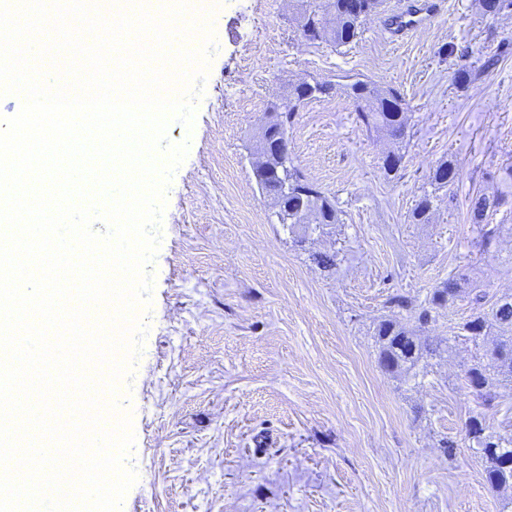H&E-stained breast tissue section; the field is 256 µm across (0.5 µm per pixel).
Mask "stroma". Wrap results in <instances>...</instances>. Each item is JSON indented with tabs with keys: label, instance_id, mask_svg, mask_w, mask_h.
Instances as JSON below:
<instances>
[{
	"label": "stroma",
	"instance_id": "1",
	"mask_svg": "<svg viewBox=\"0 0 512 512\" xmlns=\"http://www.w3.org/2000/svg\"><path fill=\"white\" fill-rule=\"evenodd\" d=\"M383 0L352 43L305 42L291 0H196L215 7L214 56L193 128L167 190L175 218L150 270L151 305L136 361L145 377L126 394L135 484L121 512H512V488L494 489L463 430L481 415L512 436V386L481 405L464 369L486 349L460 335L472 296L425 325L400 319L440 346L417 376L378 362L374 327L401 294L424 303L467 273L493 303L512 293V233L477 254L473 198L505 192L490 224L512 225V13L484 14L479 0H440L432 22L391 37ZM495 64L467 87L464 64ZM361 79L398 89L409 104L402 142L368 132L343 93L307 101L288 129L303 174L333 199L338 224L302 229L271 219L249 146L270 103L302 80ZM400 149L393 177L384 155ZM453 160L454 185L432 172ZM433 195L430 223H413ZM307 234L305 247L293 243ZM338 254V271L315 263ZM454 450H447L446 441Z\"/></svg>",
	"mask_w": 512,
	"mask_h": 512
}]
</instances>
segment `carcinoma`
I'll use <instances>...</instances> for the list:
<instances>
[{"label":"carcinoma","mask_w":512,"mask_h":512,"mask_svg":"<svg viewBox=\"0 0 512 512\" xmlns=\"http://www.w3.org/2000/svg\"><path fill=\"white\" fill-rule=\"evenodd\" d=\"M369 2L371 0H321L316 8L309 10L306 8V0H297L299 30L303 32L310 29L318 33L317 39L322 43L336 47L347 45L360 34L368 16L364 6ZM338 89L352 99L358 118L367 129L395 140L405 137L409 105L401 93L392 87L381 88L362 80L339 86L319 81L289 86L288 97L282 107L275 110L263 136L288 137V126L292 124L295 112L302 104L329 96ZM253 175L259 188L268 194H280L283 188H288L287 193L281 194L277 223H300L299 211L302 209L310 212L311 224L340 223L339 210L334 201L306 179L293 159H288V166L277 175L260 169L255 170ZM457 178L455 163L447 159L437 164L432 181L442 188L454 184ZM503 200L502 196L494 200L479 196L472 201L471 220L480 225L476 247L482 253L491 252L500 234L499 225L484 223L486 212L499 206ZM432 207L431 197L423 196L411 213L412 222L428 223ZM464 282H468V278L462 275L434 289L425 304L416 309L417 321L425 324L432 318V312L448 307L456 299ZM484 298L485 294L481 292L475 294L472 299L473 312L465 324L475 331L484 329L490 335L499 337V343L489 358L480 357L470 364L464 370V378L468 383L476 381L486 385L477 399L481 404L490 406L498 398L499 384L512 382V294L497 298L487 311L482 308ZM374 336L378 344L379 360L390 361L392 372L397 374L412 371L424 358L437 352V349L421 340L416 329L402 323L397 317L381 320L375 328ZM468 423L467 434L477 445L476 453L486 459L498 457V464L485 467L487 482L497 489L504 487L505 481L512 478V438L505 439L485 432L478 415L470 416Z\"/></svg>","instance_id":"carcinoma-1"}]
</instances>
